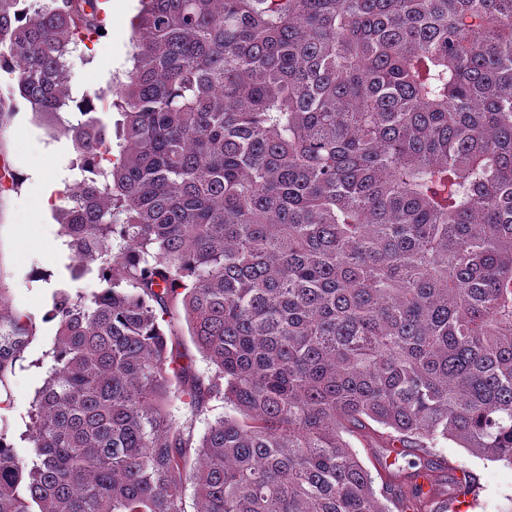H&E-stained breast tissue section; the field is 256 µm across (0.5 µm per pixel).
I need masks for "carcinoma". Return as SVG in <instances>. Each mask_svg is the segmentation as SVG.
I'll return each instance as SVG.
<instances>
[{"label": "carcinoma", "instance_id": "obj_1", "mask_svg": "<svg viewBox=\"0 0 512 512\" xmlns=\"http://www.w3.org/2000/svg\"><path fill=\"white\" fill-rule=\"evenodd\" d=\"M0 0V68L69 105L97 0ZM57 208L100 286L57 293L54 367L0 512H391L349 437L512 466V0H142ZM121 243L112 253V241ZM181 303L214 371L187 382ZM0 315V378L27 347ZM195 415L235 411L201 436ZM195 462L189 463L190 449Z\"/></svg>", "mask_w": 512, "mask_h": 512}]
</instances>
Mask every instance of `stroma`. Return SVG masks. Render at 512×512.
<instances>
[{
  "mask_svg": "<svg viewBox=\"0 0 512 512\" xmlns=\"http://www.w3.org/2000/svg\"><path fill=\"white\" fill-rule=\"evenodd\" d=\"M141 9L139 0H112L104 13L106 32L79 45L69 57V87L74 102L93 100L96 118L114 126L119 115L113 107L112 89L133 65L134 35L131 22ZM0 102L7 112L0 117V160L17 177V189L0 192V314H24L33 325V339L22 356L0 381V433L26 453L24 439L31 424L33 401L48 379L53 365L51 350L57 324L48 320L55 292L90 295L98 288L97 264H85L74 276V256L61 236L54 213L39 208L41 183L31 179L28 161L40 162L53 182L73 183L78 173L70 164L76 157L70 133L65 130L72 114L63 117L36 115L20 98L14 74L0 69ZM352 445L364 465L375 471V489L385 486L407 490V472L432 466L440 482H447L450 467L470 472L474 483L457 512H512V466L490 462L445 442L428 450L407 449L398 462L400 474L378 469L383 453L376 437H358Z\"/></svg>",
  "mask_w": 512,
  "mask_h": 512,
  "instance_id": "obj_1",
  "label": "stroma"
}]
</instances>
